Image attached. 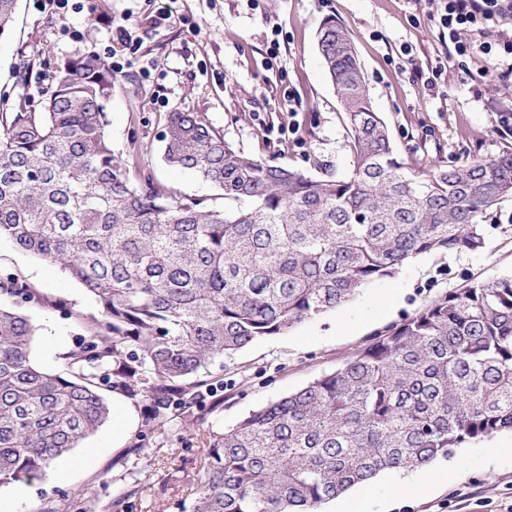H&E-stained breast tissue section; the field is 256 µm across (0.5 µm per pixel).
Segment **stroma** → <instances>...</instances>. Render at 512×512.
<instances>
[{
	"mask_svg": "<svg viewBox=\"0 0 512 512\" xmlns=\"http://www.w3.org/2000/svg\"><path fill=\"white\" fill-rule=\"evenodd\" d=\"M156 0H19L12 32L0 38V113L21 96L40 101L57 67L75 53H107L112 30L130 28L137 62L113 75L107 106L112 151L133 182H153L169 197L223 207L216 187L163 160L161 134L172 112H194L226 141L254 157L317 176H341L353 164L344 111L324 72L317 36L329 19L349 34L375 111L395 156L407 166L468 163L512 153V77L494 84L485 55L447 60L439 87H423L419 70L445 58L424 0H179L178 16L149 23ZM416 68L402 69L405 54ZM494 227L476 253H427L394 277L372 282L347 304L287 333L260 340L200 371L202 395L191 410L170 406L159 429L146 423L142 396L126 395L132 428L120 447L104 425L49 478L30 488L29 505L60 512H106L131 485L128 512H192L210 440L262 405L334 370L375 333L402 322L436 298L472 281L512 272V197L485 217ZM35 288L27 313L40 324L32 357L62 373L88 331L77 313L98 312L95 299L61 267H50L0 242V274ZM141 444L139 456L129 455ZM512 443L502 431L455 449L437 466L458 475L421 487L420 471H385L328 503L329 512H512Z\"/></svg>",
	"mask_w": 512,
	"mask_h": 512,
	"instance_id": "1",
	"label": "stroma"
}]
</instances>
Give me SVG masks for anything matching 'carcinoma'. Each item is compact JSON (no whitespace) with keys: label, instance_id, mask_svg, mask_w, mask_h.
Returning a JSON list of instances; mask_svg holds the SVG:
<instances>
[{"label":"carcinoma","instance_id":"carcinoma-1","mask_svg":"<svg viewBox=\"0 0 512 512\" xmlns=\"http://www.w3.org/2000/svg\"><path fill=\"white\" fill-rule=\"evenodd\" d=\"M18 0H0V36ZM322 65L354 160L307 175L248 155L194 112H172L163 157L224 192V207L130 182L112 153V75L91 51L55 71L39 108L0 114V239L59 265L94 297L67 372L37 366L38 292L0 277V487L44 480L111 419L103 386L141 395L159 428L218 357L278 336L391 278L411 258L477 252L480 218L512 195V154L410 168L394 157L345 28ZM512 430V274L451 291L303 388L210 441L192 512H320L385 470L409 471Z\"/></svg>","mask_w":512,"mask_h":512}]
</instances>
